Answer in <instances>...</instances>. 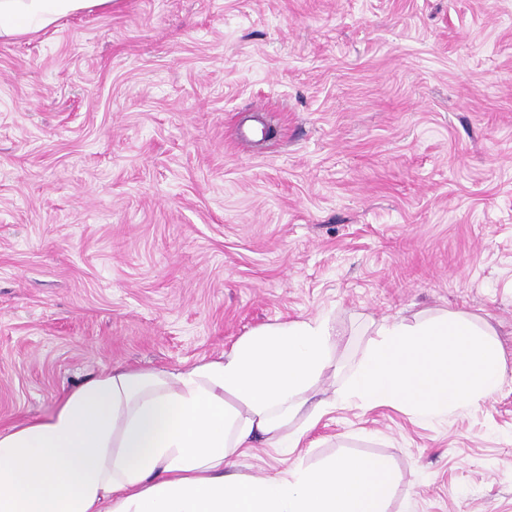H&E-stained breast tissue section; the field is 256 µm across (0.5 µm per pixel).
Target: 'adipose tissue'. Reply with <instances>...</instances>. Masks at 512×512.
Instances as JSON below:
<instances>
[{"mask_svg": "<svg viewBox=\"0 0 512 512\" xmlns=\"http://www.w3.org/2000/svg\"><path fill=\"white\" fill-rule=\"evenodd\" d=\"M111 2L0 0V37ZM335 345L326 320L276 321L183 368L105 370L48 416L0 431V512H386V459L301 462L306 435L332 403L317 384L335 367ZM505 379L497 346L448 312L415 327L382 322L336 401L439 419ZM260 442L291 461L287 475L227 470Z\"/></svg>", "mask_w": 512, "mask_h": 512, "instance_id": "1", "label": "adipose tissue"}]
</instances>
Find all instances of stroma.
I'll list each match as a JSON object with an SVG mask.
<instances>
[{"label":"stroma","mask_w":512,"mask_h":512,"mask_svg":"<svg viewBox=\"0 0 512 512\" xmlns=\"http://www.w3.org/2000/svg\"><path fill=\"white\" fill-rule=\"evenodd\" d=\"M445 312L501 389L336 407L302 463L387 458V512H512V0H112L0 39V429L274 321H328L329 395L383 321Z\"/></svg>","instance_id":"1"}]
</instances>
